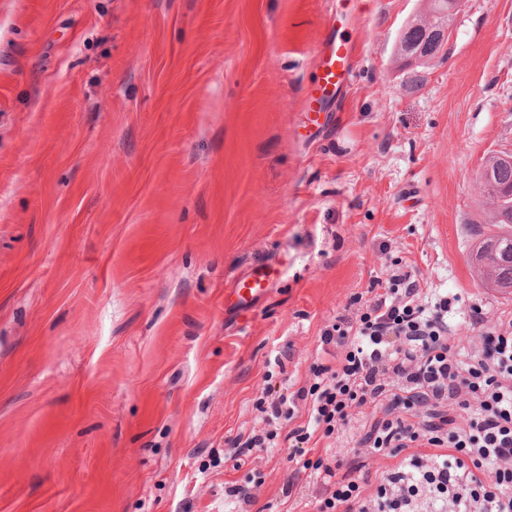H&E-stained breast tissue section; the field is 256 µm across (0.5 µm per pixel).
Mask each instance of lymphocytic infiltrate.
<instances>
[{
    "label": "lymphocytic infiltrate",
    "instance_id": "1",
    "mask_svg": "<svg viewBox=\"0 0 512 512\" xmlns=\"http://www.w3.org/2000/svg\"><path fill=\"white\" fill-rule=\"evenodd\" d=\"M451 307L445 295L423 300L411 271H393L362 310L324 331L327 359L312 366L310 388L270 399L272 414L291 424L293 453L304 454L313 437L343 434L377 400L383 416L361 445L375 454L412 451L372 493L359 484L356 464L318 455L317 512H417L424 492L429 512H512V319L489 327L481 308H472V323L485 331L469 351L448 341ZM303 399L308 415L298 426ZM459 408L467 418L457 419ZM422 446L434 455H419Z\"/></svg>",
    "mask_w": 512,
    "mask_h": 512
}]
</instances>
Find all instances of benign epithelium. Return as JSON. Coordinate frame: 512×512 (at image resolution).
I'll list each match as a JSON object with an SVG mask.
<instances>
[{
  "mask_svg": "<svg viewBox=\"0 0 512 512\" xmlns=\"http://www.w3.org/2000/svg\"><path fill=\"white\" fill-rule=\"evenodd\" d=\"M430 17L410 19L401 29L394 54L401 65L410 68L426 65L448 46L461 0H429Z\"/></svg>",
  "mask_w": 512,
  "mask_h": 512,
  "instance_id": "7a95c632",
  "label": "benign epithelium"
}]
</instances>
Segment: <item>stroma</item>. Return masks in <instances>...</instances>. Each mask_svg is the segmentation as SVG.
Wrapping results in <instances>:
<instances>
[{
    "label": "stroma",
    "mask_w": 512,
    "mask_h": 512,
    "mask_svg": "<svg viewBox=\"0 0 512 512\" xmlns=\"http://www.w3.org/2000/svg\"><path fill=\"white\" fill-rule=\"evenodd\" d=\"M427 0H0V512H289L288 448L238 462L350 300L413 268L488 323L477 182L512 149V0H463L442 57L392 55ZM334 19L354 49L323 134L301 101ZM282 276L224 309L255 262ZM367 404L329 444L370 485Z\"/></svg>",
    "instance_id": "obj_1"
}]
</instances>
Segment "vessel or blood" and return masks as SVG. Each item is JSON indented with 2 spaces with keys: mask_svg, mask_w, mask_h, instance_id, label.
Wrapping results in <instances>:
<instances>
[{
  "mask_svg": "<svg viewBox=\"0 0 512 512\" xmlns=\"http://www.w3.org/2000/svg\"><path fill=\"white\" fill-rule=\"evenodd\" d=\"M351 46L336 37L335 29H327L315 52L316 80L309 86L304 98V107L313 112L316 128H324L326 116L315 114L317 104L333 96L337 88L348 80L351 73ZM278 277V265L267 260L253 265L238 275L224 290L225 299L242 311L255 308L268 294Z\"/></svg>",
  "mask_w": 512,
  "mask_h": 512,
  "instance_id": "b4317fda",
  "label": "vessel or blood"
}]
</instances>
